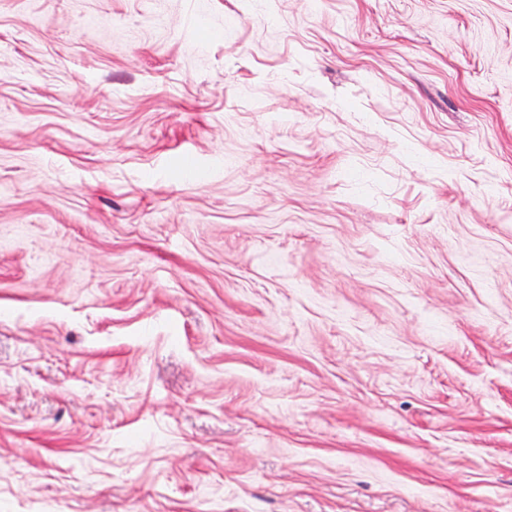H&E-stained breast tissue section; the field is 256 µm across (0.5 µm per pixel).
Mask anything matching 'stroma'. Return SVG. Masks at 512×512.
Listing matches in <instances>:
<instances>
[{
	"mask_svg": "<svg viewBox=\"0 0 512 512\" xmlns=\"http://www.w3.org/2000/svg\"><path fill=\"white\" fill-rule=\"evenodd\" d=\"M0 512H512V0H0Z\"/></svg>",
	"mask_w": 512,
	"mask_h": 512,
	"instance_id": "35a3bbf8",
	"label": "stroma"
}]
</instances>
